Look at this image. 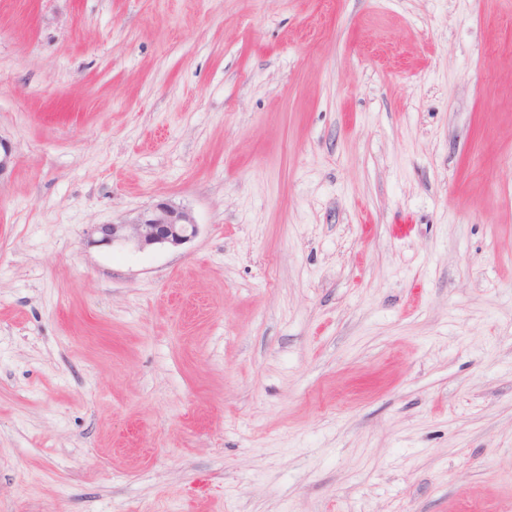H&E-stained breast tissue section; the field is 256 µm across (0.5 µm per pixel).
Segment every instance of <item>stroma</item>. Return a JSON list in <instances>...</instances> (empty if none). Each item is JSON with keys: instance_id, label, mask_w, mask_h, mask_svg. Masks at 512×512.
<instances>
[{"instance_id": "stroma-1", "label": "stroma", "mask_w": 512, "mask_h": 512, "mask_svg": "<svg viewBox=\"0 0 512 512\" xmlns=\"http://www.w3.org/2000/svg\"><path fill=\"white\" fill-rule=\"evenodd\" d=\"M0 512H512V0H0ZM95 243L113 245L116 242L134 240L140 250L157 247H180L199 232V226L191 213L165 200L140 211L129 223L97 224Z\"/></svg>"}]
</instances>
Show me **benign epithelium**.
<instances>
[{
	"label": "benign epithelium",
	"mask_w": 512,
	"mask_h": 512,
	"mask_svg": "<svg viewBox=\"0 0 512 512\" xmlns=\"http://www.w3.org/2000/svg\"><path fill=\"white\" fill-rule=\"evenodd\" d=\"M199 224L191 213L169 201H159L142 211L129 223L97 224V243L112 245L133 240L140 250L180 247L197 236Z\"/></svg>",
	"instance_id": "obj_1"
}]
</instances>
